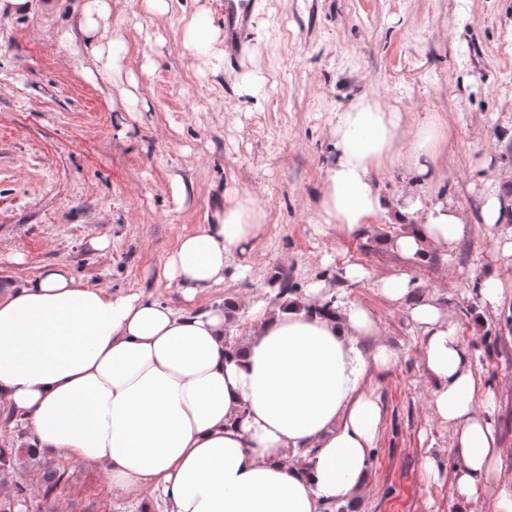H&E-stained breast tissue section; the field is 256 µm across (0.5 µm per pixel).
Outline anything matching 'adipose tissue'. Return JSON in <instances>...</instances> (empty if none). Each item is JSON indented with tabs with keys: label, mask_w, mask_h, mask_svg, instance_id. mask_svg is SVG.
Instances as JSON below:
<instances>
[{
	"label": "adipose tissue",
	"mask_w": 512,
	"mask_h": 512,
	"mask_svg": "<svg viewBox=\"0 0 512 512\" xmlns=\"http://www.w3.org/2000/svg\"><path fill=\"white\" fill-rule=\"evenodd\" d=\"M401 115L359 98L339 113L335 161L320 217L347 235L382 210L373 181L381 166L406 160L432 172L443 127L417 125L400 145ZM412 228L394 247L405 255L434 245L453 249L466 214L447 202L404 198ZM248 194L224 200L217 223L183 235L164 275L186 300L224 282L228 255L262 231ZM307 309H252L244 348L228 334L224 308L190 311L141 294L113 295L77 281L65 266L0 295V407L38 449L104 466L121 494L148 490L168 512H324L365 489L381 423L370 388L392 367L371 313L355 306L323 312V288ZM422 330L424 365L436 383L433 415L453 429L460 458L452 485L463 512H478L495 489V512H512L501 483L504 454L491 415L494 391H480L454 325L435 300L411 306Z\"/></svg>",
	"instance_id": "1"
}]
</instances>
